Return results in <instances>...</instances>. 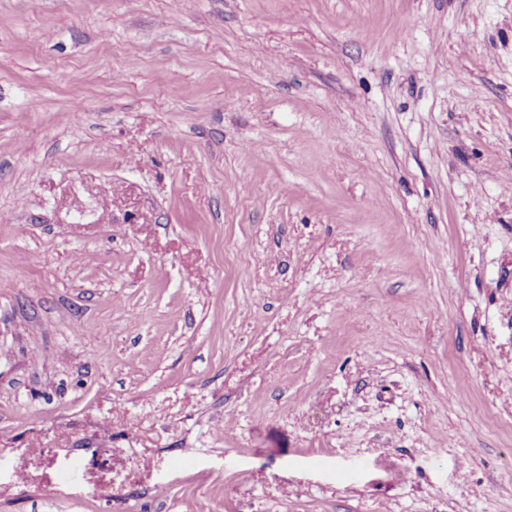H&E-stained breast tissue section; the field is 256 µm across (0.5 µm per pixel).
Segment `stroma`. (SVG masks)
Instances as JSON below:
<instances>
[{
	"mask_svg": "<svg viewBox=\"0 0 512 512\" xmlns=\"http://www.w3.org/2000/svg\"><path fill=\"white\" fill-rule=\"evenodd\" d=\"M0 512H512V0H0Z\"/></svg>",
	"mask_w": 512,
	"mask_h": 512,
	"instance_id": "obj_1",
	"label": "stroma"
}]
</instances>
